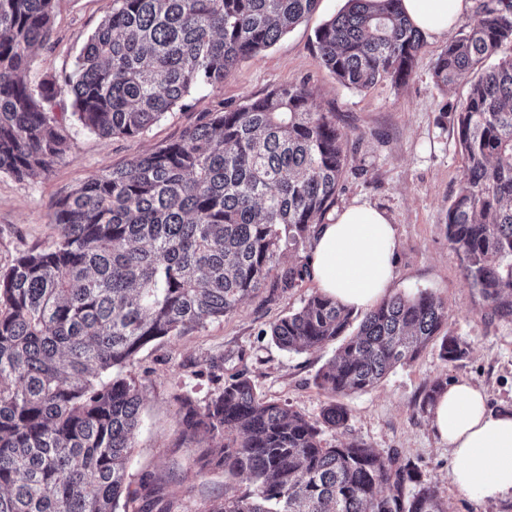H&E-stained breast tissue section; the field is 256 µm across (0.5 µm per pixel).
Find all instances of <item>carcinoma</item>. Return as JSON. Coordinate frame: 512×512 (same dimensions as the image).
Masks as SVG:
<instances>
[{
    "label": "carcinoma",
    "mask_w": 512,
    "mask_h": 512,
    "mask_svg": "<svg viewBox=\"0 0 512 512\" xmlns=\"http://www.w3.org/2000/svg\"><path fill=\"white\" fill-rule=\"evenodd\" d=\"M318 0H108L74 70L34 84V50L52 35L53 0H0V172H45L67 148L71 117L101 137L135 138L191 91L217 88L312 13ZM402 0H346L315 31L324 66L348 89L405 85L424 37ZM512 4L487 7L438 55L455 108L463 174L446 214L463 273L492 313L512 318ZM71 110L55 111L63 96ZM336 113L288 81L208 113L174 143L105 170L60 197L52 247L0 272V512H129L127 465L142 392L126 369L148 343L234 313L262 288L309 278L307 245L336 204L348 164ZM285 252L296 254L288 264ZM442 300L419 291L358 311L321 292L270 326L282 349L343 339L318 375L333 395L362 391L431 343L455 362ZM180 403L179 436L202 467L242 477L209 512H446L436 483L358 441L340 403L311 420L254 391L243 370ZM448 388L428 385L422 411ZM157 512H175L160 484Z\"/></svg>",
    "instance_id": "obj_1"
}]
</instances>
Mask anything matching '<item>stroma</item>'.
I'll return each mask as SVG.
<instances>
[{
	"instance_id": "stroma-1",
	"label": "stroma",
	"mask_w": 512,
	"mask_h": 512,
	"mask_svg": "<svg viewBox=\"0 0 512 512\" xmlns=\"http://www.w3.org/2000/svg\"><path fill=\"white\" fill-rule=\"evenodd\" d=\"M345 0H319L316 10L263 54L240 61L223 87L191 92L143 135L102 138L71 123L64 159L49 172L18 178L0 173V271L21 254L53 246L55 202L104 170L178 140L207 112L238 106L288 81L306 82L313 105L335 112L348 135L352 155L336 199L344 207L362 199L388 215L396 233L391 294L428 290L448 311L447 330L467 347L464 358L444 362L429 344L413 361L395 367L380 383L341 396L349 420L345 429L325 430L324 446L358 441L383 456L418 468L437 482L447 512H512L507 500L479 501L452 483V457L420 409L430 381L465 379L483 386L492 410L512 408V320L490 316L482 296L466 281L460 255L448 239V202L458 190L462 157L452 128L451 109L463 99L471 78L445 91L433 79L447 35H425L413 75L405 86L380 82L364 91L339 84L318 53L315 31L336 15ZM107 11V0H54L53 34L38 48L30 78L71 72L89 36ZM318 289L314 281L275 296L260 291L219 321L145 346L128 369L140 385L142 424L129 464L132 487L141 481L164 484L177 512H208L223 500L222 471L201 467L198 445L179 444V405L174 392L204 400L212 391L210 372L231 377L247 371L256 393L318 418L332 400L316 383L319 370L337 346L305 352L280 349L269 326L299 310Z\"/></svg>"
}]
</instances>
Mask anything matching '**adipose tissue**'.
Masks as SVG:
<instances>
[{
    "mask_svg": "<svg viewBox=\"0 0 512 512\" xmlns=\"http://www.w3.org/2000/svg\"><path fill=\"white\" fill-rule=\"evenodd\" d=\"M470 0H402L422 32L445 34L470 8ZM395 231L385 212L357 200L319 225L309 251L312 280L342 305L367 309L384 299L393 280ZM434 432L447 443L450 477L479 500L512 497V412L493 411L483 388L451 383L431 411Z\"/></svg>",
    "mask_w": 512,
    "mask_h": 512,
    "instance_id": "ef3b65f1",
    "label": "adipose tissue"
}]
</instances>
